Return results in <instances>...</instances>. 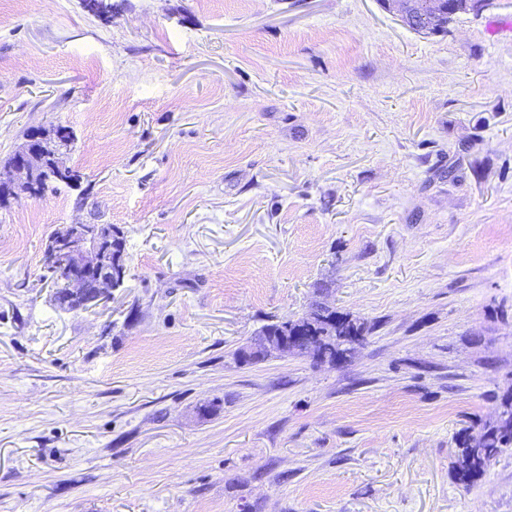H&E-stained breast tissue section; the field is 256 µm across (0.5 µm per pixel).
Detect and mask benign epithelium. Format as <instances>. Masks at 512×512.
Listing matches in <instances>:
<instances>
[{"label": "benign epithelium", "mask_w": 512, "mask_h": 512, "mask_svg": "<svg viewBox=\"0 0 512 512\" xmlns=\"http://www.w3.org/2000/svg\"><path fill=\"white\" fill-rule=\"evenodd\" d=\"M439 0H421V24L417 31L429 34L447 25L457 14L477 11L485 0H448V11L435 8ZM71 141L40 128L34 131L3 168L10 174L0 187L15 197L42 198L51 193L58 173L68 169L64 155ZM122 235L113 224H60L45 247L44 269L50 278L67 289L73 309L87 310L112 294L124 281L127 263ZM253 344H261L266 358L312 356L306 337L283 333L276 338L255 336Z\"/></svg>", "instance_id": "1"}]
</instances>
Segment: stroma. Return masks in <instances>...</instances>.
Masks as SVG:
<instances>
[{
    "label": "stroma",
    "instance_id": "1",
    "mask_svg": "<svg viewBox=\"0 0 512 512\" xmlns=\"http://www.w3.org/2000/svg\"><path fill=\"white\" fill-rule=\"evenodd\" d=\"M0 0V163L69 127L77 185L0 205V512H512V0L423 35L382 0ZM124 287L65 312L60 224ZM324 303L336 364H240ZM122 239L113 224H60L55 228L45 247L44 269L64 287L52 282L60 299L67 289L73 307H65L87 310L121 285L127 274ZM91 293L95 298L86 300ZM508 412L512 420V393L500 399L495 418L483 424L476 436L464 435L459 443L457 480L471 485L486 468L508 448L512 447V431H504L498 418L499 410Z\"/></svg>",
    "mask_w": 512,
    "mask_h": 512
}]
</instances>
